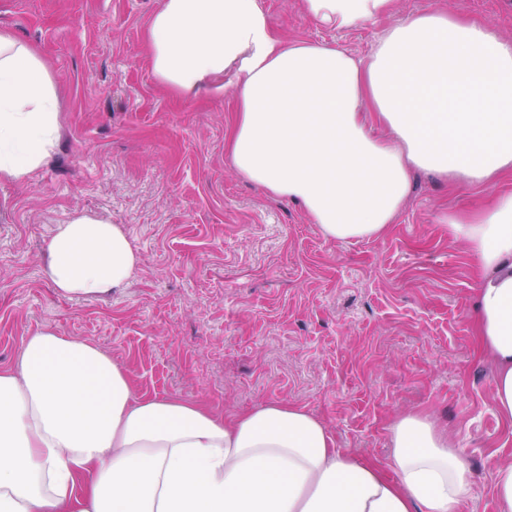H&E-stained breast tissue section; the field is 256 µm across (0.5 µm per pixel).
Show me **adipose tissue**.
I'll return each mask as SVG.
<instances>
[{
    "label": "adipose tissue",
    "mask_w": 512,
    "mask_h": 512,
    "mask_svg": "<svg viewBox=\"0 0 512 512\" xmlns=\"http://www.w3.org/2000/svg\"><path fill=\"white\" fill-rule=\"evenodd\" d=\"M395 0H302L327 29L389 15ZM146 39L170 90L236 104L225 150L274 199L302 205L324 237L377 240L412 171L483 187L512 176V41L434 10L396 22L360 61L286 39L260 0H163ZM60 133L42 58L0 31V181L31 176ZM478 280L474 327L512 423V193L448 216ZM45 275L59 295L125 287L140 258L111 220L56 225ZM390 463L343 454L304 407L267 402L224 419L200 402L138 393L99 347L52 330L0 368V512H462L469 464L431 415L388 427Z\"/></svg>",
    "instance_id": "obj_1"
}]
</instances>
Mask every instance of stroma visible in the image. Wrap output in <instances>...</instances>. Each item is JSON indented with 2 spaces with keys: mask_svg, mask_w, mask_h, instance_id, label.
Segmentation results:
<instances>
[{
  "mask_svg": "<svg viewBox=\"0 0 512 512\" xmlns=\"http://www.w3.org/2000/svg\"><path fill=\"white\" fill-rule=\"evenodd\" d=\"M450 2L512 38V0H396L407 18ZM162 0H0V29L55 77L60 137L30 177L0 182V368L52 329L98 345L150 395L201 399L231 417L268 401L306 407L357 459L388 463L387 426L424 410L466 457L465 512H497L495 466L512 427L477 350V278L448 214L512 193V177L450 188L416 173L385 237L326 239L299 204L267 197L224 150L235 103L171 94L146 30ZM274 29L366 58L381 18L328 30L300 0H261ZM393 17V18H394ZM108 216L141 258L125 288L60 296L44 275L55 225Z\"/></svg>",
  "mask_w": 512,
  "mask_h": 512,
  "instance_id": "35a3bbf8",
  "label": "stroma"
}]
</instances>
